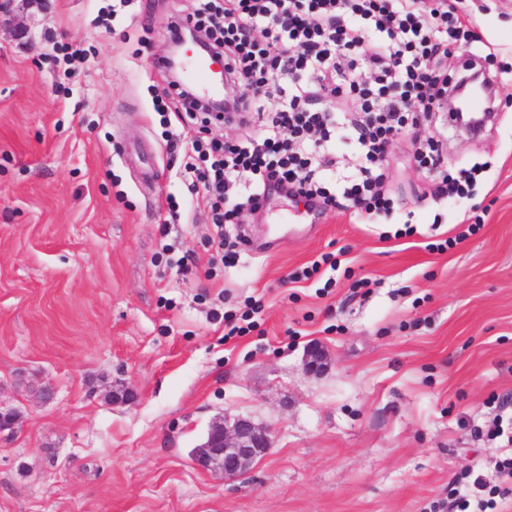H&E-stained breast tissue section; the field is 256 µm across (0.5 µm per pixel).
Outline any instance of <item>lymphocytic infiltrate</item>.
Returning <instances> with one entry per match:
<instances>
[{
	"instance_id": "obj_1",
	"label": "lymphocytic infiltrate",
	"mask_w": 512,
	"mask_h": 512,
	"mask_svg": "<svg viewBox=\"0 0 512 512\" xmlns=\"http://www.w3.org/2000/svg\"><path fill=\"white\" fill-rule=\"evenodd\" d=\"M192 13L169 26L171 37L208 33L211 54L224 59V82L240 94L217 113L170 80L154 102L185 128H198L191 166L212 202L217 226L259 212L282 194L306 210L326 211L344 198L365 218L388 210L387 148L407 128L427 124L450 88L448 51L479 52L485 38L448 0H195ZM276 96L274 111L265 98ZM245 132L244 139L205 138L210 126ZM355 146L362 158L341 192L329 181L337 151ZM414 160L441 194L467 197L476 169L449 173L443 143L416 138Z\"/></svg>"
}]
</instances>
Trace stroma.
<instances>
[{"instance_id": "1", "label": "stroma", "mask_w": 512, "mask_h": 512, "mask_svg": "<svg viewBox=\"0 0 512 512\" xmlns=\"http://www.w3.org/2000/svg\"><path fill=\"white\" fill-rule=\"evenodd\" d=\"M109 4L0 16V512H450L452 487L512 512V0L461 3L492 44L493 120L427 127L449 168L483 165L472 198L437 196L403 132L389 214L275 195L225 225L226 265L152 105L189 2L99 23ZM62 44L86 51L65 79ZM228 317L248 330L225 338ZM222 415L274 438L232 481L192 457Z\"/></svg>"}]
</instances>
